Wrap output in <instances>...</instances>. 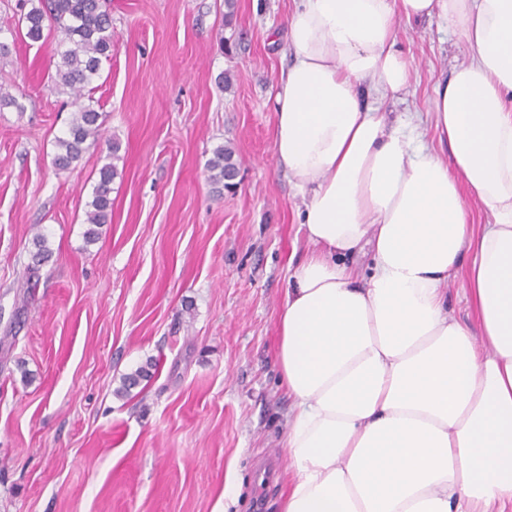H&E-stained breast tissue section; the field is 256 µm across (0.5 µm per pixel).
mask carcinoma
<instances>
[{
	"label": "carcinoma",
	"mask_w": 512,
	"mask_h": 512,
	"mask_svg": "<svg viewBox=\"0 0 512 512\" xmlns=\"http://www.w3.org/2000/svg\"><path fill=\"white\" fill-rule=\"evenodd\" d=\"M19 22L24 24L23 38L33 43L46 39V30L61 36L56 84L68 92L75 111L65 136L57 140L52 164L57 170L65 171L81 159L88 142H95L102 136V113L93 105L84 104L83 99L93 89L92 83L99 77L103 61L112 55V15L107 0H37ZM110 150L112 161L99 169L92 200L85 212L88 243L98 240L99 226L107 223L112 214V181L118 174V144H111ZM207 168L214 183L224 182L233 168L231 149L216 148ZM33 244L32 264L25 271L30 288L38 283L40 265L50 254L43 233L35 234Z\"/></svg>",
	"instance_id": "obj_1"
}]
</instances>
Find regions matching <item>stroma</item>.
Returning <instances> with one entry per match:
<instances>
[{
  "label": "stroma",
  "mask_w": 512,
  "mask_h": 512,
  "mask_svg": "<svg viewBox=\"0 0 512 512\" xmlns=\"http://www.w3.org/2000/svg\"><path fill=\"white\" fill-rule=\"evenodd\" d=\"M295 0H112V58L93 97L103 137L52 158L74 107L57 38L0 33V512H280L291 399L280 380L289 258L310 245L302 198L274 156L272 93ZM411 79L394 112L422 114L466 50L437 22L400 23ZM118 143L112 216L85 210ZM236 186L208 179L218 146ZM42 232L51 256L24 275ZM151 376L116 397L123 375Z\"/></svg>",
  "instance_id": "stroma-1"
}]
</instances>
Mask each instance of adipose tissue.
<instances>
[{
  "instance_id": "obj_1",
  "label": "adipose tissue",
  "mask_w": 512,
  "mask_h": 512,
  "mask_svg": "<svg viewBox=\"0 0 512 512\" xmlns=\"http://www.w3.org/2000/svg\"><path fill=\"white\" fill-rule=\"evenodd\" d=\"M438 19L465 60L436 93L438 147L399 20ZM274 155L310 251L278 316L293 399L282 512H503L512 504V0H298ZM375 101H367L364 87ZM491 221L474 229L467 199ZM370 251L368 276L343 258ZM477 324L448 310L464 255Z\"/></svg>"
}]
</instances>
